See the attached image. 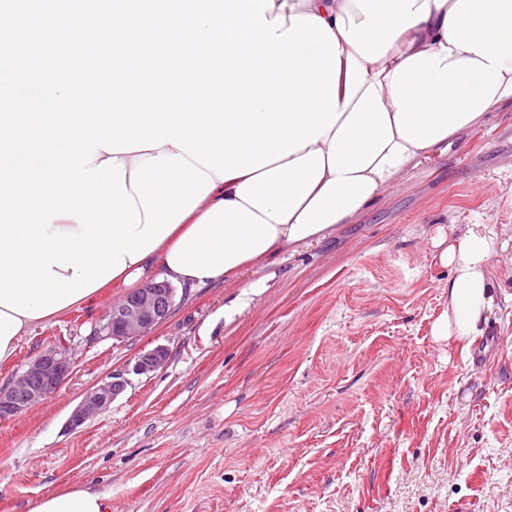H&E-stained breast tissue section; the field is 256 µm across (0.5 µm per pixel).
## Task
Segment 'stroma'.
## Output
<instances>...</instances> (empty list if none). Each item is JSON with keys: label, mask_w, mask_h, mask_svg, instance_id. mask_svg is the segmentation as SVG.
Listing matches in <instances>:
<instances>
[{"label": "stroma", "mask_w": 512, "mask_h": 512, "mask_svg": "<svg viewBox=\"0 0 512 512\" xmlns=\"http://www.w3.org/2000/svg\"><path fill=\"white\" fill-rule=\"evenodd\" d=\"M496 225L512 256V106L486 113L354 223L192 291L151 334L95 327L126 288L32 329L0 387L50 347L61 389L0 418V512L75 487L109 512H512V303L469 354L433 333L449 266L433 241ZM167 365L136 375L155 346ZM125 391L78 430L91 388Z\"/></svg>", "instance_id": "35a3bbf8"}]
</instances>
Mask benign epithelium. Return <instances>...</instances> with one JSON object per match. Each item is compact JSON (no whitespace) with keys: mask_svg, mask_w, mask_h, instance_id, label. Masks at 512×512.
<instances>
[{"mask_svg":"<svg viewBox=\"0 0 512 512\" xmlns=\"http://www.w3.org/2000/svg\"><path fill=\"white\" fill-rule=\"evenodd\" d=\"M175 289L166 281H151L136 292L112 304L99 323L96 334L123 341L146 336L170 316ZM169 351L157 346L140 354L132 368L137 375H147L163 368ZM72 372V360L64 347H51L17 371L9 383L0 388V416H15L55 393ZM128 381L120 374L88 391L74 409L68 426L79 429L88 419L104 412L125 390Z\"/></svg>","mask_w":512,"mask_h":512,"instance_id":"1","label":"benign epithelium"}]
</instances>
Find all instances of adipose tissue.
Masks as SVG:
<instances>
[{
	"instance_id": "ef3b65f1",
	"label": "adipose tissue",
	"mask_w": 512,
	"mask_h": 512,
	"mask_svg": "<svg viewBox=\"0 0 512 512\" xmlns=\"http://www.w3.org/2000/svg\"><path fill=\"white\" fill-rule=\"evenodd\" d=\"M321 17L366 69L338 122L306 148L214 189L152 252L113 285L153 272L196 288L261 265L350 223L436 152L448 151L486 112L512 103V0H274L267 19ZM492 224H469L440 253L449 266L448 308L438 336L471 345L500 302L489 270ZM33 512H106L81 487L42 498Z\"/></svg>"
}]
</instances>
